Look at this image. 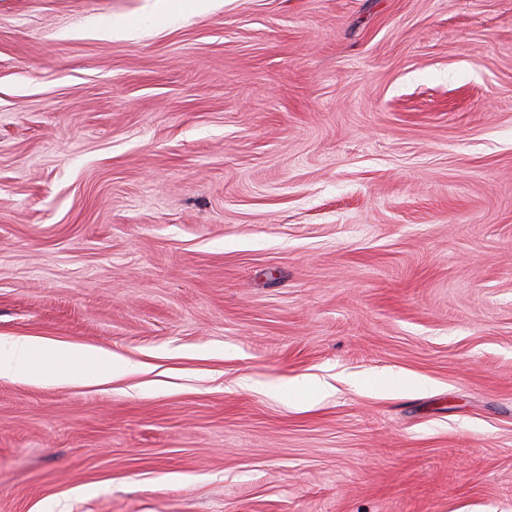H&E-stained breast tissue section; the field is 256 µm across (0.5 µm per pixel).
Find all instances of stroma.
Segmentation results:
<instances>
[{
  "label": "stroma",
  "instance_id": "1",
  "mask_svg": "<svg viewBox=\"0 0 512 512\" xmlns=\"http://www.w3.org/2000/svg\"><path fill=\"white\" fill-rule=\"evenodd\" d=\"M17 336L0 512H512V0H0ZM107 353L94 346H49L19 336L0 338V378H27L41 383L61 384L71 379L74 367H81L90 380Z\"/></svg>",
  "mask_w": 512,
  "mask_h": 512
}]
</instances>
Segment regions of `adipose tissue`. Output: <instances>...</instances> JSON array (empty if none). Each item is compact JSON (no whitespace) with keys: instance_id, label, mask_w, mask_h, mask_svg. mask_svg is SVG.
Instances as JSON below:
<instances>
[{"instance_id":"1","label":"adipose tissue","mask_w":512,"mask_h":512,"mask_svg":"<svg viewBox=\"0 0 512 512\" xmlns=\"http://www.w3.org/2000/svg\"><path fill=\"white\" fill-rule=\"evenodd\" d=\"M104 350L94 346L46 347L19 336L0 338V378H27L41 383L61 384L71 378L73 368L94 374Z\"/></svg>"}]
</instances>
